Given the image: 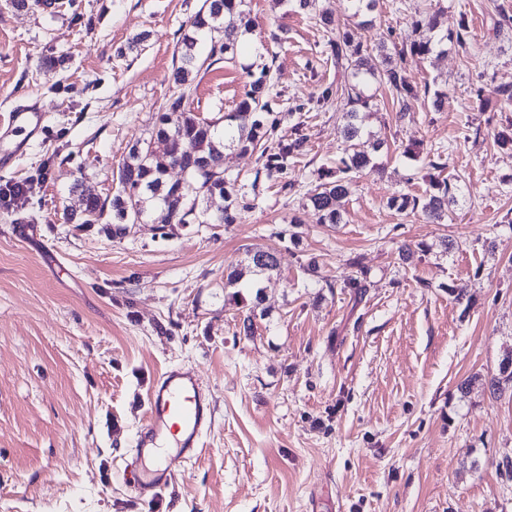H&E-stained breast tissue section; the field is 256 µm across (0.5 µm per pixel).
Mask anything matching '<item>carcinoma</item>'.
Returning a JSON list of instances; mask_svg holds the SVG:
<instances>
[{
	"label": "carcinoma",
	"instance_id": "carcinoma-1",
	"mask_svg": "<svg viewBox=\"0 0 512 512\" xmlns=\"http://www.w3.org/2000/svg\"><path fill=\"white\" fill-rule=\"evenodd\" d=\"M378 0H349L352 15L360 18L359 25L373 27L371 14ZM245 0H202V4L189 22V28L179 42L178 65L174 66L173 79L183 86L189 75L198 69V45L204 37L224 33V42H212L206 59L217 63L228 54H235L241 27H250L252 19L244 9ZM444 37L421 38L399 52L400 56L425 57L441 45ZM331 57L336 66L350 70L352 82L341 87L347 94L352 108L343 113L344 123L340 133L344 139V156L336 170L318 174L316 184L306 192L307 199L319 214L322 224H338L341 220L340 202L350 194L353 175L372 164V156L362 141L363 121L367 113L377 106L375 95L366 92L371 82L387 86L392 99L399 107L400 116L411 111L418 90L407 82L402 69L394 65L385 45H378V52L369 46L354 42L344 31L330 41ZM274 84L269 71L245 85L243 97L230 119L239 131L231 144L240 151H258L262 170L255 172L272 177L288 167V158L299 154L303 139L277 144L272 150L267 146L275 126L267 127L259 114L269 111ZM187 94L169 99L157 122L151 139L132 148L118 170L120 190L107 201L92 192L79 195L82 224H97L107 212L112 213V237L126 234L127 225L142 217L150 219L164 231L172 224H195L200 217L211 215L214 224H236L244 211L254 208L245 195L236 189L238 179L230 178L224 170L225 133L218 131L216 122L200 118L187 106ZM178 167L186 178L173 182L168 170ZM456 184L449 179L429 176V189L421 196L400 194L390 199V204L400 212L421 213L429 222L440 220L455 202ZM258 272H271L277 268L273 254L256 250L250 256Z\"/></svg>",
	"mask_w": 512,
	"mask_h": 512
}]
</instances>
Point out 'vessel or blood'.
Masks as SVG:
<instances>
[{"mask_svg":"<svg viewBox=\"0 0 512 512\" xmlns=\"http://www.w3.org/2000/svg\"><path fill=\"white\" fill-rule=\"evenodd\" d=\"M45 119V113L31 105H20L10 112L5 132L0 135V165H8L23 151ZM213 417L209 385L198 369L170 368L158 377L134 448V457L142 464L134 479L141 497L157 499L182 465L196 456Z\"/></svg>","mask_w":512,"mask_h":512,"instance_id":"obj_1","label":"vessel or blood"}]
</instances>
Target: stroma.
<instances>
[{
	"instance_id": "1",
	"label": "stroma",
	"mask_w": 512,
	"mask_h": 512,
	"mask_svg": "<svg viewBox=\"0 0 512 512\" xmlns=\"http://www.w3.org/2000/svg\"><path fill=\"white\" fill-rule=\"evenodd\" d=\"M246 2L249 53L193 73L189 102L235 131L246 82L269 69L274 138L302 134L300 155L259 178L256 154L226 148V174L258 186L240 223L116 238L69 221L75 190L116 194L130 148L181 91L173 56L201 0H0V123L20 104L48 116L0 168V186L29 189L0 204V512H512V388L489 391L512 351V146L496 140L512 133L496 94L512 88V31L497 30L512 0H380L369 29L347 0H318L371 46L417 40L432 4L449 34L402 64L419 91L409 116L377 90L365 137L383 146L336 225L306 205L344 149L331 34L296 0ZM413 145L460 189L435 223L388 204L427 187ZM253 250L276 270L250 272ZM235 269L239 289L225 284ZM180 365L208 381L215 421L143 501L126 467L155 378Z\"/></svg>"
}]
</instances>
